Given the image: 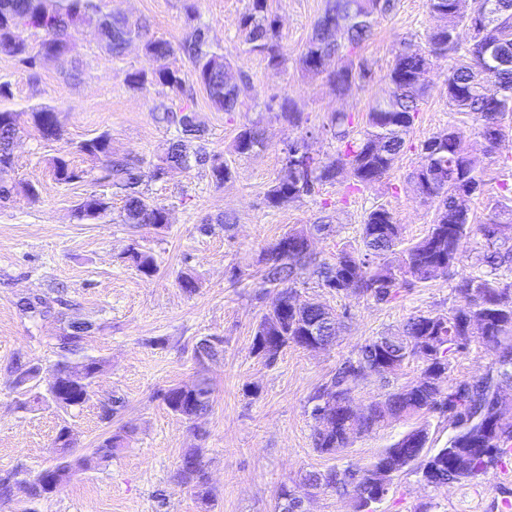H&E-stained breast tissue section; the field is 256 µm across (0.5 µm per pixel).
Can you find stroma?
I'll use <instances>...</instances> for the list:
<instances>
[{
	"label": "stroma",
	"mask_w": 512,
	"mask_h": 512,
	"mask_svg": "<svg viewBox=\"0 0 512 512\" xmlns=\"http://www.w3.org/2000/svg\"><path fill=\"white\" fill-rule=\"evenodd\" d=\"M326 0H268L279 21L282 66H268L239 35V20L249 0H194L187 15L185 0H98L102 13H121L146 20L150 36L180 41L191 27L205 25L221 53L228 56V76L247 74L253 90L235 111L214 109L198 83L192 64L171 59L184 90L172 93L153 86L130 88V72L155 66L141 42H133L118 58L99 42L94 27L74 35L71 55L29 68L0 52V83L11 96L4 105L22 113L23 131L14 146L11 169L0 180L38 185L31 201L24 193L0 203V473L20 471L29 479L54 462L52 442L69 427L78 454L90 453L120 427L134 435L104 466L74 473L48 499L27 502L23 488L0 499V512H278L279 491L296 487L305 474L330 467L367 468L377 457L417 426V418L390 421L355 434L348 448L319 453L312 436L316 422L309 398L366 340L401 334L409 317L439 316L456 306L454 282L439 275L424 284L401 289L389 302L339 294L320 287L311 271H302L297 287L337 313V342L320 350L291 346L272 364L251 351L257 325L273 305L276 292L263 287V251L291 227L322 224L312 249L332 260L337 250L360 242L368 212L384 207L403 228L405 243L421 239L434 219L436 204L421 198L416 172L422 146L447 126H455L484 181V192L469 198L476 219H484L501 198L502 183H512V169L484 155L475 124L468 115L450 111L445 80L453 55L432 58L428 90L405 136L404 148L389 178L375 187L350 189L348 176L321 186L314 195L270 207L268 190L286 174L284 150L301 143L315 158L335 157L337 143L325 127L333 113L352 116L362 129L371 107L389 100L388 73L403 45L427 50V35L439 18L428 0H398L396 10L377 18L371 38L355 49L353 62L373 72L339 94L325 75L306 71L302 57ZM292 99L303 119L292 126L278 116L273 98ZM48 105L58 112L62 136L45 140L28 114ZM189 112L203 129L206 146L230 170L223 185L211 172L194 167L172 170L144 184L149 199L165 206L164 229L123 223V195L104 177L100 162L77 152L81 141L109 133L113 153L141 163L159 164L175 127L160 122L159 106ZM258 127L262 146L247 155L233 150L237 133ZM62 156L82 172L80 180L57 182L51 162ZM97 195L111 205L102 219L80 220L74 214L83 197ZM151 253L158 273L141 275L127 253ZM198 281L195 293L184 292L181 273ZM65 287L69 302L62 316L40 318L25 313L23 299L54 296ZM86 323L83 348L103 363L94 395L83 407L62 410L49 402L23 409L12 388L16 361L52 364L57 337L68 323ZM210 336L224 340L216 357L198 360L197 343ZM452 375L472 380L495 372V357L479 341L453 354ZM424 364L413 359L390 383L370 377L360 381L351 399L362 409L383 398L389 388L420 376ZM204 372L214 384L210 412L199 419L202 437L172 413L162 390L191 383ZM111 401L114 415L104 420L100 404ZM200 451L211 489L209 500L179 484L182 457ZM374 512H512V460L488 474L459 483L429 486L415 467L397 473Z\"/></svg>",
	"instance_id": "35a3bbf8"
}]
</instances>
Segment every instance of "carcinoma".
<instances>
[{"instance_id": "obj_1", "label": "carcinoma", "mask_w": 512, "mask_h": 512, "mask_svg": "<svg viewBox=\"0 0 512 512\" xmlns=\"http://www.w3.org/2000/svg\"><path fill=\"white\" fill-rule=\"evenodd\" d=\"M488 0H473L468 14L461 13L462 0H429L430 12L443 24L428 36L425 52L402 49L388 77L393 86L391 99L373 106L359 137L351 136L352 117L337 112L330 119L333 138L343 150L332 160L310 158L306 170L295 169L269 190L267 200L278 207L285 202L310 196L316 188L333 183L348 173L353 185L372 188L388 177L404 146V135L413 123L419 102L427 92L424 74L433 56H458L462 63L448 71V106L454 112L474 117L477 137L485 155L497 159V149L505 137L502 119L512 112V0H495L499 9L489 20L481 16ZM396 8V0H328L323 14L315 22L312 36L302 58L305 69L314 74L325 72L324 60L340 57L367 41L373 33L377 16L388 15ZM84 26L95 27L98 39L114 57L124 54L134 39L155 62L150 73L131 72L125 82L133 89L160 85L172 92L183 90L182 79L168 61L180 53L194 66L197 80L205 89L212 106L233 112L251 90L249 78L228 84L224 81L227 59L215 51L206 26L193 27L179 43L148 37L147 22L124 15L99 14L96 0H0V51L36 66L57 54L72 51L73 33ZM466 26L470 40H460L458 29ZM239 32L252 50L264 55L268 65L281 66L284 55L278 43L279 23L267 8V0H250L242 15ZM505 58L501 65L492 64L491 50ZM327 73V72H325ZM371 78L364 64L345 65L327 73L328 82L341 93L356 81ZM33 122L47 139L60 136L61 126L55 108L42 106L31 112ZM167 123L178 127L183 137L197 141L188 147L183 138L170 144L161 163L146 173L142 166L126 157L112 154L111 138L106 132L85 140L76 151L100 160L106 177L124 193L125 221L162 229L168 224L165 206L151 201L142 185L145 178L159 179L172 169L192 166L209 168L216 184L221 185L230 171L219 157L210 153L192 115L167 112ZM20 132V113L0 108V172L12 166L13 148ZM261 131L253 126L241 129L234 140V151L248 155L262 144ZM469 153L452 127L428 139L422 149L417 184L424 199L437 200L434 224L421 240L402 247V228L391 212L383 207L371 210L362 224L358 249L342 248L330 263H320L307 247L305 236L325 231V224H303L293 227L264 251L263 284L278 289L277 301L261 318L252 341V353L265 362L274 363L281 351L293 344L304 346L303 336L313 328L324 331L325 345L337 335L339 320L322 305L301 299L295 284L299 270L313 266L321 285L338 293L389 302L399 289L433 278L436 267L446 264L455 269L459 262L462 241L473 234L483 240L477 255L483 270L460 274L454 290L460 304L442 316L415 315L408 319L399 336L376 337L360 347L356 357L342 362L336 372L309 399L311 415L335 407L333 426H317L314 448L332 454L348 447L350 425L367 431L389 419L439 413L448 416L454 433L449 447L424 450L428 430L418 426L404 434L393 447L410 460L419 462L418 469L428 475L426 482L444 485L475 478L504 464L512 455V413L499 425L486 432L483 417L495 407L496 387L490 378L458 380L451 376L450 358L466 348L473 335L468 331L472 321L484 324L479 342L492 352L501 375L512 380V284L500 281L501 271L512 272V221L501 216L512 215V209L498 202L491 207L486 222L471 223L469 208L460 201L457 185L466 172ZM55 180L68 183L79 178L66 159L52 160ZM108 202L96 196L87 197L75 206L80 219H98L107 214ZM130 257L138 271L153 277L158 266L150 254L132 251ZM67 305L62 298H27L23 311L43 318L61 315ZM87 326L72 323L56 337L59 353L50 366L54 381L42 396L33 393L42 373L35 363H16L13 384L22 396L33 395L61 409L80 408L93 393L92 385L101 371L99 360L82 355V342ZM422 360L420 377L396 388L381 401L366 407L364 419L348 412L346 402L359 381L374 375L387 382L396 375L408 358ZM213 384L200 375L189 385H173L163 393L165 405L194 424L211 409ZM133 430L115 433L99 442L88 455L70 457L73 442L69 428H62L55 438L61 451L56 463L31 479L24 480L23 489L32 503L49 497L75 469H92L108 462L128 443ZM176 480L197 490L203 499L210 496L201 455L194 451L185 455L175 474ZM302 484L319 490H351L357 512H365L374 491L367 484L364 472L346 468H329L306 474Z\"/></svg>"}]
</instances>
